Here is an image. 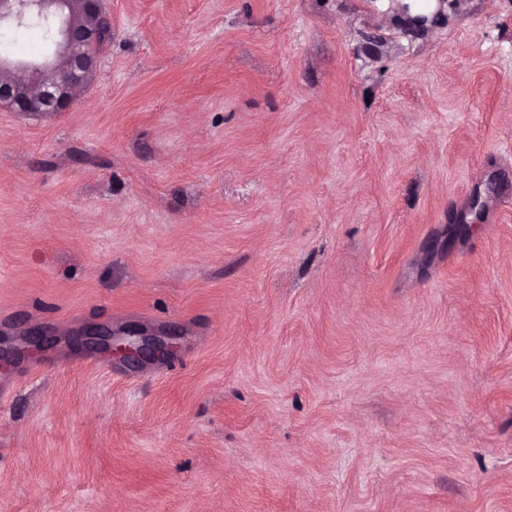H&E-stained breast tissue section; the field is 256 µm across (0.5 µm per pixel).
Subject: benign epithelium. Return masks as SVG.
Wrapping results in <instances>:
<instances>
[{
  "label": "benign epithelium",
  "instance_id": "obj_1",
  "mask_svg": "<svg viewBox=\"0 0 512 512\" xmlns=\"http://www.w3.org/2000/svg\"><path fill=\"white\" fill-rule=\"evenodd\" d=\"M70 0H0V24L20 23L30 9L51 13L55 23L53 49L42 60H11L0 56V75L23 72L30 77L28 87L16 90L0 78V105L27 115L66 112L75 101V94L87 88L98 66L96 46L101 35L112 29L105 0H79L84 22L69 15ZM67 56L69 68L62 80L48 81L45 76L55 66L57 57ZM88 335L104 342L110 349L136 361L151 357L161 350L153 339L137 332L114 338L98 329Z\"/></svg>",
  "mask_w": 512,
  "mask_h": 512
}]
</instances>
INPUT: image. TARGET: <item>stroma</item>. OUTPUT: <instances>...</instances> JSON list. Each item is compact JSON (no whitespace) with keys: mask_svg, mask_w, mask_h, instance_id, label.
<instances>
[{"mask_svg":"<svg viewBox=\"0 0 512 512\" xmlns=\"http://www.w3.org/2000/svg\"><path fill=\"white\" fill-rule=\"evenodd\" d=\"M107 7L0 108V512H512V0ZM84 18L78 23L69 15L70 0H0V24L21 23L30 9L50 12L55 23L54 49L42 60H11L0 56V75L17 72L29 77L28 87L16 91L5 79H0V105L26 115L65 112L75 101V94L87 88L98 66L96 46L101 35L112 29L105 0H77ZM66 55L69 68L62 80L48 81L45 76L55 66L57 57ZM57 71L62 73L63 60L58 58ZM85 336H94L90 339L104 341L109 349L124 354L132 361L154 356L161 350V346L153 339L137 332H129L127 336L114 338L109 332L91 329Z\"/></svg>","mask_w":512,"mask_h":512,"instance_id":"obj_1","label":"stroma"}]
</instances>
